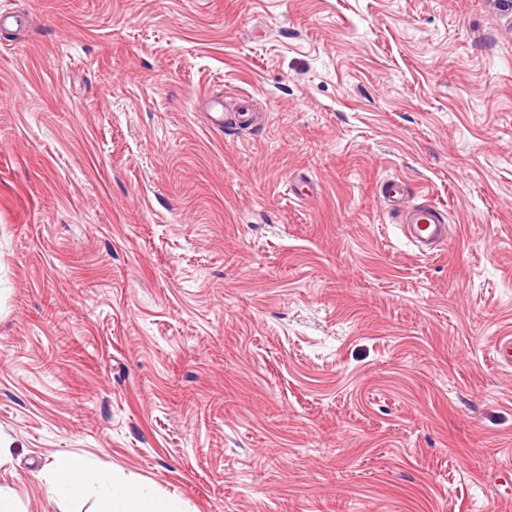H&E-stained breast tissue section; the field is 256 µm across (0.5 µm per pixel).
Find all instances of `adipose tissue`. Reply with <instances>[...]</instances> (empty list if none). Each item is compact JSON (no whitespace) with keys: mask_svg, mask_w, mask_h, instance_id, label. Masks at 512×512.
<instances>
[{"mask_svg":"<svg viewBox=\"0 0 512 512\" xmlns=\"http://www.w3.org/2000/svg\"><path fill=\"white\" fill-rule=\"evenodd\" d=\"M52 471L53 478L47 486L49 495L69 497L97 491V512H177L173 504L146 487L115 481L105 471H90L78 456L57 459Z\"/></svg>","mask_w":512,"mask_h":512,"instance_id":"1","label":"adipose tissue"}]
</instances>
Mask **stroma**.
Masks as SVG:
<instances>
[{
	"mask_svg": "<svg viewBox=\"0 0 512 512\" xmlns=\"http://www.w3.org/2000/svg\"><path fill=\"white\" fill-rule=\"evenodd\" d=\"M508 334L512 0H0L12 512H512ZM400 227L408 243L420 253H427L442 244L448 236V225L437 207L419 203L401 214ZM51 471L54 477L47 486L49 495L69 497L98 489L96 512H179L145 486L116 482L109 472H91L78 456L57 459Z\"/></svg>",
	"mask_w": 512,
	"mask_h": 512,
	"instance_id": "35a3bbf8",
	"label": "stroma"
}]
</instances>
